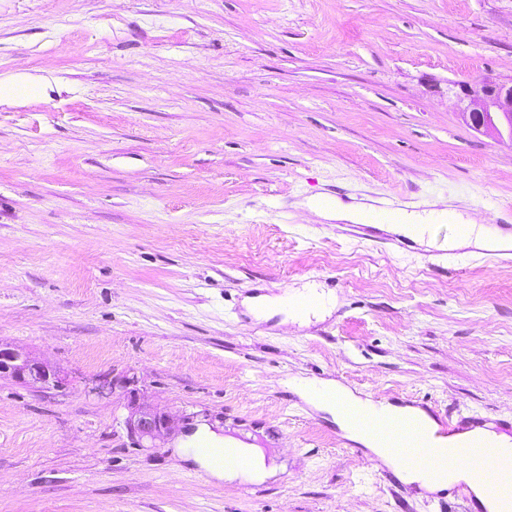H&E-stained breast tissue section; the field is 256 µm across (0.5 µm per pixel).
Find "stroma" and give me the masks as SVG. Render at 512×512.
Instances as JSON below:
<instances>
[{"label": "stroma", "instance_id": "stroma-1", "mask_svg": "<svg viewBox=\"0 0 512 512\" xmlns=\"http://www.w3.org/2000/svg\"><path fill=\"white\" fill-rule=\"evenodd\" d=\"M484 77L512 83V0H0V339L68 381L0 378V512H470L290 383L512 421V263L315 212L494 223L512 146L448 99ZM259 286L335 306L258 321ZM133 403L174 432L139 440ZM202 424L285 471L215 482L175 452ZM368 208L354 205L350 203H344L339 199L331 204L327 208H316V212L325 219L336 220V221H358L361 213ZM397 209H400L399 204L381 206L380 209L368 212L363 218V224L351 225V228L354 232H350V234L362 237L369 231L376 229L375 227L369 224H375L386 220L396 219ZM433 214H437L438 216L442 217V218H445L448 216L452 217V218H457L459 215L453 211V210H446V209H443V210H440V211H431L429 213V215H433ZM421 216L419 214H415V218H416V221L415 223L413 224H421L423 225V230L422 232L414 238V241L421 245V246H424V245H429L430 244V240H429V237L428 235H426V230L428 227H430V224H426L427 223V217L429 216ZM393 243L397 246H399L400 248H405V247H408V246H413V244H416L412 239H410L409 237H406V236H402V235H392V239ZM293 389L298 392L302 397L308 400V402L319 412L325 413L330 416L331 420L336 423L339 428L345 432L346 437L353 442L360 443L361 445L368 448L379 460L388 466H393L392 460L385 455L380 448H377L376 444L369 437L365 436L361 432L357 431L350 425H348L342 414L336 409V405L330 403L328 400L318 397L315 392L318 390L326 392H336L344 396L348 401L356 405H365L369 401L363 400L360 397L355 396L351 391L339 387L335 381L326 380L321 381L319 384L299 382Z\"/></svg>", "mask_w": 512, "mask_h": 512}]
</instances>
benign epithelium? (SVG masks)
<instances>
[{
    "mask_svg": "<svg viewBox=\"0 0 512 512\" xmlns=\"http://www.w3.org/2000/svg\"><path fill=\"white\" fill-rule=\"evenodd\" d=\"M448 92L456 97L459 116L474 131L512 144V85L482 78L451 82ZM0 376L42 390H60L67 385L58 367L1 340ZM127 424L140 437L153 440L173 431L169 417L149 407L132 408Z\"/></svg>",
    "mask_w": 512,
    "mask_h": 512,
    "instance_id": "7a95c632",
    "label": "benign epithelium"
}]
</instances>
